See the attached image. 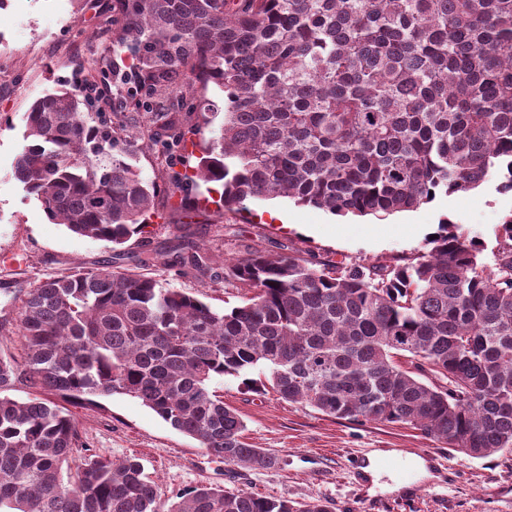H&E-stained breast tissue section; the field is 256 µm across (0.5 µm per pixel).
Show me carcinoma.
<instances>
[{
  "mask_svg": "<svg viewBox=\"0 0 512 512\" xmlns=\"http://www.w3.org/2000/svg\"><path fill=\"white\" fill-rule=\"evenodd\" d=\"M112 11L131 59L102 80L116 87L112 118L81 85L43 93L13 168L79 236L116 249L156 214L158 178L140 161L158 143L185 158L168 183L196 200L214 184L220 209L288 198L385 217L500 172L512 191V0H113ZM496 241L491 266L482 241L447 223L402 265L254 249L224 276L247 300L223 311L115 261L40 283L22 300L24 362L0 355V512H330L217 487L168 503L139 459L94 452L61 405L128 395L226 464L278 465L211 390L226 376L336 419L408 425L471 458L512 453V218ZM176 265L203 275L209 257ZM19 381L46 397L6 395Z\"/></svg>",
  "mask_w": 512,
  "mask_h": 512,
  "instance_id": "carcinoma-1",
  "label": "carcinoma"
}]
</instances>
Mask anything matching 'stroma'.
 <instances>
[{
    "mask_svg": "<svg viewBox=\"0 0 512 512\" xmlns=\"http://www.w3.org/2000/svg\"><path fill=\"white\" fill-rule=\"evenodd\" d=\"M92 56L129 67L127 54L112 45V0H0V355L5 357L24 356L18 318L30 288L112 258L111 243L49 220L12 175L32 101L58 84L76 82ZM499 183L495 177L382 221L335 216L286 198L250 200L240 211H209L191 219L169 210L129 240L124 265L169 280L220 311L241 302L224 282V264L252 247L284 254L293 249L319 260L396 264L448 222L495 248L496 229L512 216V191L501 190ZM272 210L280 213L279 221L269 220ZM187 241L209 251L210 276L167 266V251ZM213 388L243 418L247 443L275 453L278 466L225 464L126 395L100 396L92 404L70 405L69 411L90 448L114 460L139 458L165 500L212 485L294 501L325 499L332 512H512V453L473 459L410 426L339 420L281 401L274 392L249 390L234 378L216 381ZM371 448L390 449L396 457L431 452L449 462L453 477L447 487H438L439 475L431 468L419 480L418 493L375 488L372 478L352 476L354 459Z\"/></svg>",
    "mask_w": 512,
    "mask_h": 512,
    "instance_id": "35a3bbf8",
    "label": "stroma"
}]
</instances>
